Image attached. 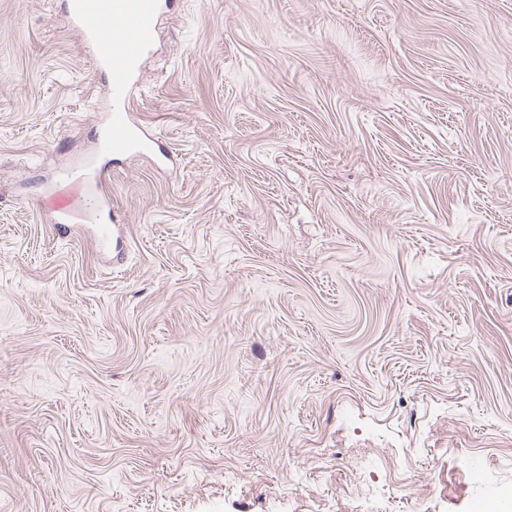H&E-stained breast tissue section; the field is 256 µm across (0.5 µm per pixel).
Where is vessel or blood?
Masks as SVG:
<instances>
[{
  "instance_id": "vessel-or-blood-1",
  "label": "vessel or blood",
  "mask_w": 512,
  "mask_h": 512,
  "mask_svg": "<svg viewBox=\"0 0 512 512\" xmlns=\"http://www.w3.org/2000/svg\"><path fill=\"white\" fill-rule=\"evenodd\" d=\"M162 0H69L71 26L90 50L93 63L109 78L112 105L100 132L98 150L109 157L147 155L170 162L155 136L144 134L129 107L134 74L153 44ZM85 185L81 179L60 181L49 208L57 227L75 223L83 213Z\"/></svg>"
}]
</instances>
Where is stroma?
Segmentation results:
<instances>
[{"instance_id":"obj_1","label":"stroma","mask_w":512,"mask_h":512,"mask_svg":"<svg viewBox=\"0 0 512 512\" xmlns=\"http://www.w3.org/2000/svg\"><path fill=\"white\" fill-rule=\"evenodd\" d=\"M65 0H0V512H512V0H171L105 166ZM96 187L99 192H102L104 201L102 204L101 214L99 217L100 223L104 224L101 226V234L103 237L107 236L109 233L110 227L115 224H120L121 219L117 214L114 207L108 209V199L105 192L106 181L104 179V170L102 168L98 169L95 177ZM113 224V225H112ZM85 185L79 178L73 181L62 179L52 194V205L47 210L54 215L58 228L74 224L83 213Z\"/></svg>"}]
</instances>
